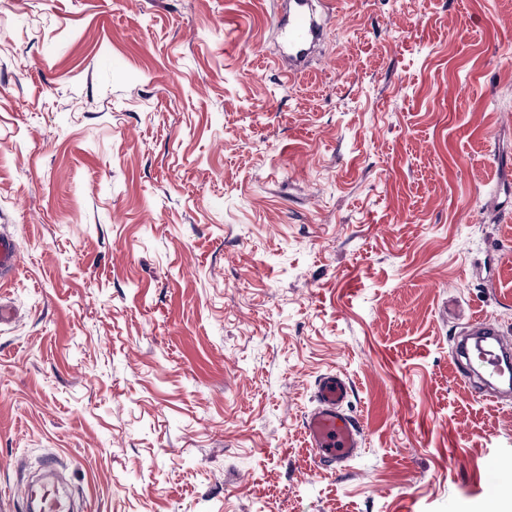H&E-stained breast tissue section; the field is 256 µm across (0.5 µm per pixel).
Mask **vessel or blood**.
Returning <instances> with one entry per match:
<instances>
[{
  "instance_id": "obj_1",
  "label": "vessel or blood",
  "mask_w": 512,
  "mask_h": 512,
  "mask_svg": "<svg viewBox=\"0 0 512 512\" xmlns=\"http://www.w3.org/2000/svg\"><path fill=\"white\" fill-rule=\"evenodd\" d=\"M278 19L283 31L281 57L287 62L285 80H292L306 67L316 52L325 29L315 0H282ZM20 248L16 238L0 232V279L12 277L20 266ZM464 335L476 337L475 346L458 344L453 355L459 362V380L472 384L474 379L492 383L505 375L503 363L512 354V338L505 336L497 320L482 315L466 322ZM350 384L337 374L320 378L317 386L318 405L306 417L303 432L314 462L323 471L335 470L351 460L361 446L362 428L358 419L344 409Z\"/></svg>"
}]
</instances>
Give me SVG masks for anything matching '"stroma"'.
<instances>
[{"label":"stroma","instance_id":"stroma-1","mask_svg":"<svg viewBox=\"0 0 512 512\" xmlns=\"http://www.w3.org/2000/svg\"><path fill=\"white\" fill-rule=\"evenodd\" d=\"M284 83L276 0H0V493L79 512H488L512 397V0H327ZM364 426L339 472L316 381ZM20 248L16 238L0 232V279L12 277L20 266ZM462 333L479 338L474 347L459 343L452 352L460 365L459 381L463 385H472L474 377L487 383L500 381L505 375L504 361L511 360V339L505 336L497 320L472 316ZM349 389L346 378L338 374L323 375L316 392L318 406L305 418L306 446L313 449L314 462L320 470L337 471L361 446L360 422L344 409Z\"/></svg>","mask_w":512,"mask_h":512}]
</instances>
